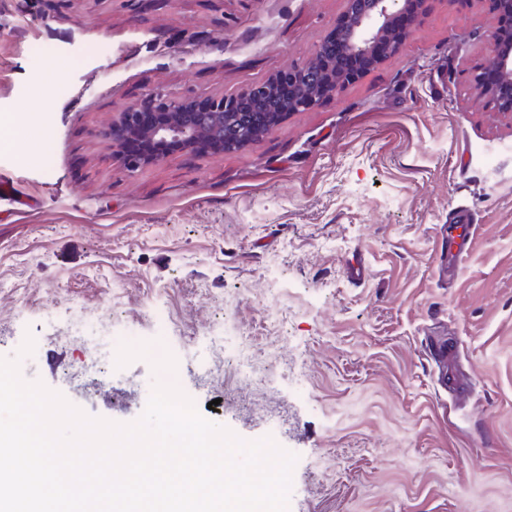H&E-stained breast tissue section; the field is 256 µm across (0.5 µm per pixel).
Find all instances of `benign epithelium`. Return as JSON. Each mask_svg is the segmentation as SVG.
I'll return each instance as SVG.
<instances>
[{"label":"benign epithelium","mask_w":512,"mask_h":512,"mask_svg":"<svg viewBox=\"0 0 512 512\" xmlns=\"http://www.w3.org/2000/svg\"><path fill=\"white\" fill-rule=\"evenodd\" d=\"M345 10L329 37L340 57L318 50L312 60L288 67L293 87L284 96L274 78L239 96H174L157 89L112 114L102 134L113 154L134 174L175 155L221 156L261 139L293 112L336 98L368 68L395 54L411 36L427 0H344ZM495 23L487 38L493 56L461 72L485 106L512 117V0H485Z\"/></svg>","instance_id":"obj_1"}]
</instances>
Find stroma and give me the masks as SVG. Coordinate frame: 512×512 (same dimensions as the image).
Segmentation results:
<instances>
[{"label": "stroma", "mask_w": 512, "mask_h": 512, "mask_svg": "<svg viewBox=\"0 0 512 512\" xmlns=\"http://www.w3.org/2000/svg\"><path fill=\"white\" fill-rule=\"evenodd\" d=\"M343 7L0 0V177L27 201L0 202V357L117 423L178 366L202 417L296 455L288 512H512V120L458 78L491 50L484 0H428L397 53L245 149L132 175L101 134L154 88L238 94L310 60ZM83 309L112 316L107 400L62 372ZM224 326L264 386L198 345ZM474 228L475 224L469 223L448 224V259L445 268L449 275L455 274L463 257V250L457 239L463 236H474ZM458 230L460 232L456 233Z\"/></svg>", "instance_id": "35a3bbf8"}]
</instances>
